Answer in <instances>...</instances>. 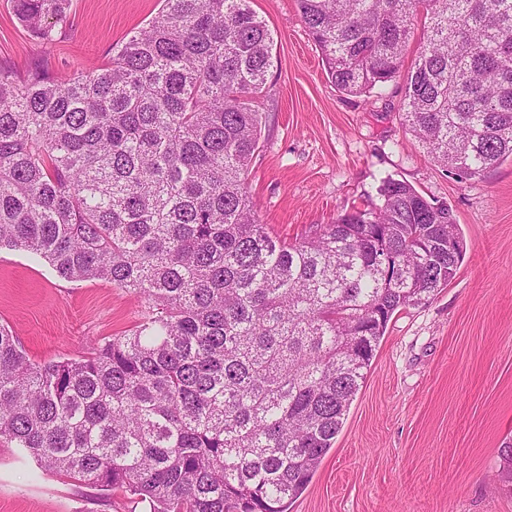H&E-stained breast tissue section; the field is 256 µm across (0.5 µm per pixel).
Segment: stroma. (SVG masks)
I'll use <instances>...</instances> for the list:
<instances>
[{
    "label": "stroma",
    "instance_id": "1",
    "mask_svg": "<svg viewBox=\"0 0 512 512\" xmlns=\"http://www.w3.org/2000/svg\"><path fill=\"white\" fill-rule=\"evenodd\" d=\"M274 38L257 105L265 117L248 177L269 233L295 241L406 181L448 205L467 250L456 277L387 326L343 428L289 512H512L500 448L512 440V158L460 180L401 120L402 79L353 97L328 80L296 0H253ZM160 0H73L54 45L31 38L0 0V66L25 75L91 71L144 27ZM146 305L112 283L60 278L42 258L0 251V324L36 362L86 354L130 333ZM110 494L43 471L0 440V512H132Z\"/></svg>",
    "mask_w": 512,
    "mask_h": 512
}]
</instances>
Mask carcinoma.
Returning <instances> with one entry per match:
<instances>
[{"instance_id":"1","label":"carcinoma","mask_w":512,"mask_h":512,"mask_svg":"<svg viewBox=\"0 0 512 512\" xmlns=\"http://www.w3.org/2000/svg\"><path fill=\"white\" fill-rule=\"evenodd\" d=\"M52 44L72 0H7ZM328 78L406 72L403 124L466 179L512 157V0H297ZM423 38L405 65L418 15ZM273 37L251 0H162L95 71L0 67V249L144 299L129 334L36 363L0 325V439L149 512H288L333 448L393 315L456 277L448 206L382 205L288 243L246 180Z\"/></svg>"}]
</instances>
